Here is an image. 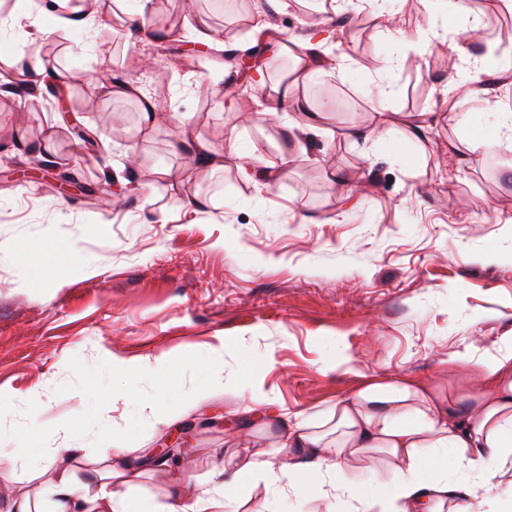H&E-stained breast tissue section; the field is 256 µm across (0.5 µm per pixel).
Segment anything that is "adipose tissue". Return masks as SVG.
<instances>
[{"mask_svg": "<svg viewBox=\"0 0 512 512\" xmlns=\"http://www.w3.org/2000/svg\"><path fill=\"white\" fill-rule=\"evenodd\" d=\"M53 4L54 27L41 31L44 39L55 29L91 30L112 22L108 14L90 19L82 0ZM447 10L449 16L470 20L465 36L448 45L449 61L482 69V58L470 51L471 43L481 37V22L470 0H448ZM327 41L324 35L300 39L304 53L292 59L293 78L267 106V113L297 108L308 113V130H318L328 105L302 101L295 90L333 75L336 60L347 59L346 50L332 51ZM460 359L477 369L478 383L467 396V411H459L455 400L441 398L421 382L365 385L330 407L320 430L304 413L284 410L277 417L282 440L274 452L225 449L220 479L201 494L189 493L175 480L191 470V453L141 468L131 464L129 449L117 443L105 448L99 466L79 468L72 464L79 452L74 444L43 452L32 445L27 431H19L8 451L10 461L23 462L35 478L50 468L55 474L40 491L19 492L12 512H133L135 500L142 504L140 512H155L157 495L142 483L148 472L167 478L164 512H226L233 494L260 478L267 489L281 494L317 490L346 512H503L500 488L512 462V336L504 337L497 353L486 359L466 353ZM112 367L122 375L155 379L159 397L179 391L167 359L116 360ZM380 451L389 458L391 492L370 497L342 474L354 463L374 460ZM460 465L473 471V480L463 483L449 477V469Z\"/></svg>", "mask_w": 512, "mask_h": 512, "instance_id": "1", "label": "adipose tissue"}]
</instances>
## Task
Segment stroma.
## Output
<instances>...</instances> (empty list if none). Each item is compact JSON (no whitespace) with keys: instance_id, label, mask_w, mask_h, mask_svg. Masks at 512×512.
<instances>
[{"instance_id":"stroma-1","label":"stroma","mask_w":512,"mask_h":512,"mask_svg":"<svg viewBox=\"0 0 512 512\" xmlns=\"http://www.w3.org/2000/svg\"><path fill=\"white\" fill-rule=\"evenodd\" d=\"M0 0V127L29 143L52 139L41 155L0 140V448L26 427L40 448L64 430L82 434L83 455L110 439L162 447L181 432L196 466L188 490L216 481L227 448L272 450L274 421L245 412L235 378L248 363L276 405L313 412L369 383L419 381L463 398L472 386L456 359L480 358L512 336V147H476L473 130L512 110V83L500 70L473 76L436 55L466 22L434 19L418 0H387L388 23L358 0L331 14L349 55L332 77L305 89L334 107L333 137L307 134L306 154L281 165V133L305 113L234 112L232 100L265 101L288 63L261 56L265 83L251 81L224 46L248 50L250 21L269 16L282 38L305 35L316 13H271L266 0H158L143 43L120 24L60 32L47 0ZM211 22L199 48L198 15ZM50 63L80 77L68 101L33 86L19 97L14 57ZM131 79L164 109L165 122L138 132L136 98L103 94L104 66ZM481 92L470 95L471 78ZM456 85L472 121L448 112ZM388 95L379 96L378 87ZM428 123L416 143L351 141L343 128L372 125L378 110ZM224 157L220 170L176 146L180 133ZM260 153L275 183L241 177L238 159ZM170 178L152 182L151 167ZM203 198L193 207L190 195ZM224 346V383L168 426L145 419L139 401L152 379L113 375V359L166 357L183 391L195 388L209 346Z\"/></svg>"}]
</instances>
